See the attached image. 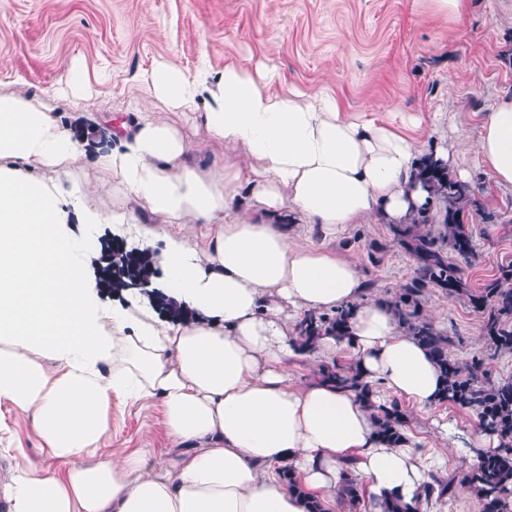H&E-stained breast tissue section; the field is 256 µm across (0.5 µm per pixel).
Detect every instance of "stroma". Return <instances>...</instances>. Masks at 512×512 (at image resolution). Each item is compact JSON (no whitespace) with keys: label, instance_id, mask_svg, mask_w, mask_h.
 <instances>
[{"label":"stroma","instance_id":"stroma-1","mask_svg":"<svg viewBox=\"0 0 512 512\" xmlns=\"http://www.w3.org/2000/svg\"><path fill=\"white\" fill-rule=\"evenodd\" d=\"M203 48L215 69L228 60L273 65L286 87L328 90L356 116L417 117L409 134L426 149L440 140L454 145L459 168L481 179L489 208L507 217L485 224L469 216L479 253L467 271L470 286L512 261V188L485 177L476 146L485 112L512 96V0H468L458 20L435 14L430 0H0V85L23 77L28 93L66 122L72 112L55 90L72 61L84 63L93 84L88 111L131 122L138 76L161 61L193 69ZM168 118L190 140L197 162L230 157V150L206 144L191 114L173 111ZM306 237L354 261L373 293L400 287L410 276L412 262L388 225L354 224L329 241L310 226ZM425 312L462 338L458 358L484 350L481 317L463 298L431 292ZM405 408L424 456L441 446L434 421L452 420L464 430L474 425L450 404ZM160 419L158 405L113 402L106 450L167 455Z\"/></svg>","mask_w":512,"mask_h":512}]
</instances>
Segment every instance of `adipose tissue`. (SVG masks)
<instances>
[{
  "label": "adipose tissue",
  "instance_id": "adipose-tissue-1",
  "mask_svg": "<svg viewBox=\"0 0 512 512\" xmlns=\"http://www.w3.org/2000/svg\"><path fill=\"white\" fill-rule=\"evenodd\" d=\"M142 83L160 111L107 128L83 112L79 131L34 95L0 87V433L5 413L25 415L41 450L0 479L9 512H308L311 496L331 512L348 460L368 498L411 503L448 453L472 465L498 448L496 434L451 421L432 457L409 439L388 445L354 393L298 383L288 367L304 314L352 304L349 339L322 337L315 359L350 351L375 402L436 404L430 354L363 299L352 261L302 233L408 223L427 197L419 140L396 122L352 117L328 93L283 89L272 66L217 71L204 55L195 71L162 63ZM168 109L194 111L208 143L244 161L195 162ZM477 150L492 181L512 187V96L485 113ZM102 225L156 250L147 291L101 289L91 263ZM153 291L189 318L166 319ZM116 399L159 403L171 455H98ZM48 457L67 469L49 470ZM286 466L302 494L280 479Z\"/></svg>",
  "mask_w": 512,
  "mask_h": 512
}]
</instances>
